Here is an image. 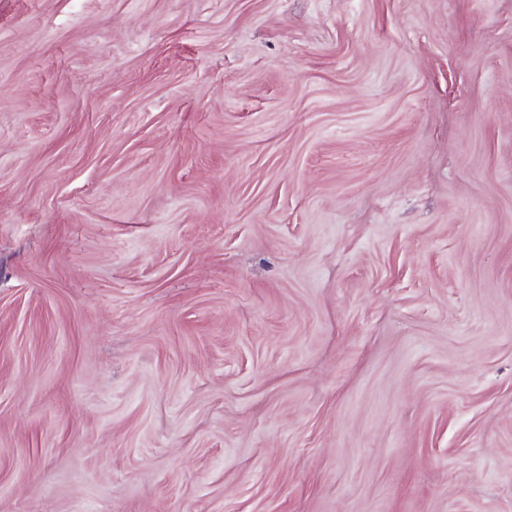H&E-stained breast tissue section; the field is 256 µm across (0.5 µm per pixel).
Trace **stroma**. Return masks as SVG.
Listing matches in <instances>:
<instances>
[{
	"mask_svg": "<svg viewBox=\"0 0 512 512\" xmlns=\"http://www.w3.org/2000/svg\"><path fill=\"white\" fill-rule=\"evenodd\" d=\"M0 512H512V0H0Z\"/></svg>",
	"mask_w": 512,
	"mask_h": 512,
	"instance_id": "35a3bbf8",
	"label": "stroma"
}]
</instances>
